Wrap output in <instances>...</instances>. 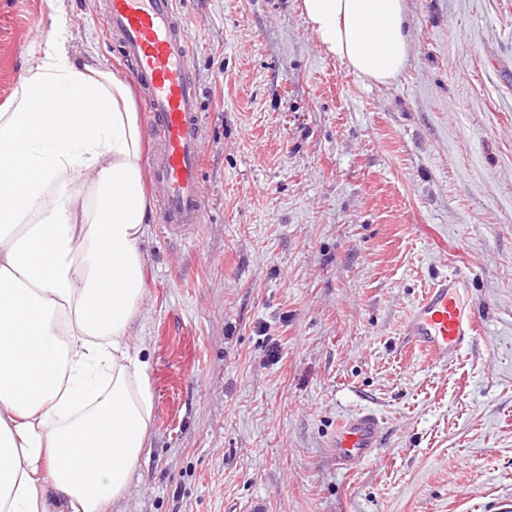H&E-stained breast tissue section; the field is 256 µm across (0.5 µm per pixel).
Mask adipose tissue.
Returning <instances> with one entry per match:
<instances>
[{"instance_id":"obj_1","label":"adipose tissue","mask_w":512,"mask_h":512,"mask_svg":"<svg viewBox=\"0 0 512 512\" xmlns=\"http://www.w3.org/2000/svg\"><path fill=\"white\" fill-rule=\"evenodd\" d=\"M324 52L374 83L409 61L405 0H301ZM63 11L0 103V512H106L146 445L143 132L131 87L71 54Z\"/></svg>"}]
</instances>
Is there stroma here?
Segmentation results:
<instances>
[{
  "instance_id": "1",
  "label": "stroma",
  "mask_w": 512,
  "mask_h": 512,
  "mask_svg": "<svg viewBox=\"0 0 512 512\" xmlns=\"http://www.w3.org/2000/svg\"><path fill=\"white\" fill-rule=\"evenodd\" d=\"M388 84L326 56L299 0H178L202 89L205 222L150 218L129 344L155 413L108 512H493L512 498V0H407ZM73 52L128 70L97 0ZM0 0V101L50 25ZM460 272L481 334L441 365L403 336ZM382 421L337 467L338 420ZM383 427L371 412H358L336 423V433L330 439L333 457L340 469L351 471L371 458L382 439Z\"/></svg>"
}]
</instances>
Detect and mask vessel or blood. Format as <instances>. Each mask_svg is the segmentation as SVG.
Instances as JSON below:
<instances>
[{
  "instance_id": "b4317fda",
  "label": "vessel or blood",
  "mask_w": 512,
  "mask_h": 512,
  "mask_svg": "<svg viewBox=\"0 0 512 512\" xmlns=\"http://www.w3.org/2000/svg\"><path fill=\"white\" fill-rule=\"evenodd\" d=\"M109 38L148 103L153 147L147 160L169 235L182 236L204 220L201 180L204 124L201 90L177 0H98ZM465 283L448 274L434 281L404 323L408 341L439 364L457 360L477 339V317L462 307ZM383 427L370 412L339 420L329 446L338 468L353 470L379 447Z\"/></svg>"
}]
</instances>
